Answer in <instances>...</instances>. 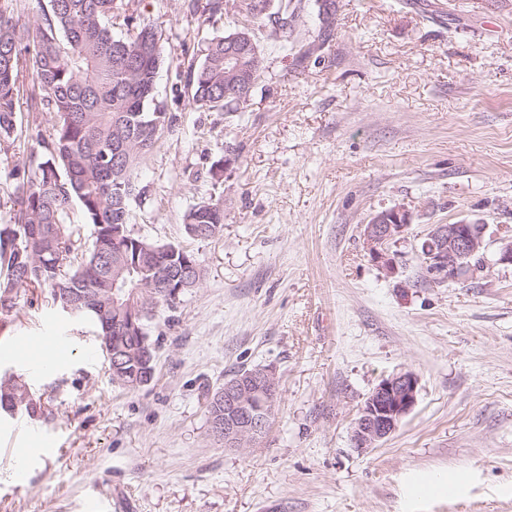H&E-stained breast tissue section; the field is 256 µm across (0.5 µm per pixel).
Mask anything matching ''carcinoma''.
<instances>
[{
	"mask_svg": "<svg viewBox=\"0 0 512 512\" xmlns=\"http://www.w3.org/2000/svg\"><path fill=\"white\" fill-rule=\"evenodd\" d=\"M18 0H0V141L17 132V104L25 96L37 112L51 116V127H29L33 167L14 166L8 177L17 184L19 209L0 229V313L17 308L20 294L51 288V299L65 311L74 293L89 297L66 315L86 319L97 328L108 365L120 357L122 373L113 382L136 391L154 377L134 346L156 344L151 326L161 314L174 321L182 297L199 287L204 267L185 247L150 242L129 228L130 203L142 199L137 170L155 150L173 117L157 98L156 81L163 63L158 28L140 21L136 0H37L33 23L21 22ZM267 11L253 14V24L270 22L272 36L295 44L291 0H261ZM205 21L224 15V0H192ZM124 30L118 36L114 28ZM250 52L241 64L225 62L230 34L211 39L202 60L189 66L188 86L194 103L220 112H236L224 97V85L254 89L260 78V45L253 31ZM33 87L26 88V78ZM80 206L82 223L93 227L91 247L82 249L80 227L73 220ZM224 206L206 201L186 216V229L197 240L222 231ZM119 253V265L105 266L104 255ZM184 267L194 279L181 289L166 288ZM126 290L147 293L141 308L129 313L112 305V279ZM131 326L126 336H112V323ZM112 336L108 345L104 337ZM206 396L207 421L224 419V402ZM0 410L43 413L41 399L13 377L0 378Z\"/></svg>",
	"mask_w": 512,
	"mask_h": 512,
	"instance_id": "obj_1",
	"label": "carcinoma"
}]
</instances>
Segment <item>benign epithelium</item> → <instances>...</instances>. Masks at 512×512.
<instances>
[{
    "instance_id": "benign-epithelium-1",
    "label": "benign epithelium",
    "mask_w": 512,
    "mask_h": 512,
    "mask_svg": "<svg viewBox=\"0 0 512 512\" xmlns=\"http://www.w3.org/2000/svg\"><path fill=\"white\" fill-rule=\"evenodd\" d=\"M410 226L405 209L382 211L363 225L362 244L371 259L387 274L396 272L391 246L402 239ZM486 225L459 222L434 224L418 244V253L430 278L446 281L476 270L472 260L485 248ZM418 381L411 372L383 379L367 397L351 428L356 448H372L396 431L402 419L416 404ZM272 402L277 382L270 369L248 372L224 386L229 419L211 423V431L224 438L228 447L261 439L266 424L250 413L255 395Z\"/></svg>"
}]
</instances>
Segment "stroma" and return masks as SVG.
I'll return each instance as SVG.
<instances>
[{
  "label": "stroma",
  "mask_w": 512,
  "mask_h": 512,
  "mask_svg": "<svg viewBox=\"0 0 512 512\" xmlns=\"http://www.w3.org/2000/svg\"><path fill=\"white\" fill-rule=\"evenodd\" d=\"M213 22L185 0H142L167 60L157 92L173 117L144 160L134 232L198 253L206 271L161 326L151 383L113 384L94 326L48 290L0 315V372L49 402L0 416V512H512V0H336L329 46L305 60L257 29L260 79L236 112L196 105L186 75ZM238 160L214 181L226 151ZM0 146V225L17 209ZM224 204L219 237L185 217ZM403 207L386 274L364 224ZM486 225L482 271L440 284L414 246L434 224ZM71 336L57 369L21 370V348ZM256 365L278 379L267 434L235 451L211 437L206 390ZM410 371L417 403L375 448L351 426L382 379ZM28 471L20 485L16 468Z\"/></svg>",
  "instance_id": "obj_1"
}]
</instances>
